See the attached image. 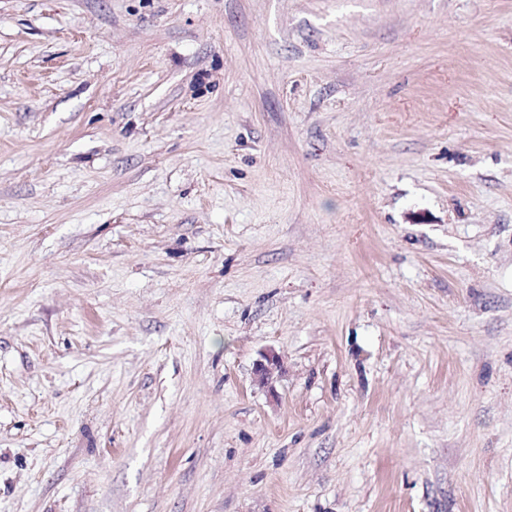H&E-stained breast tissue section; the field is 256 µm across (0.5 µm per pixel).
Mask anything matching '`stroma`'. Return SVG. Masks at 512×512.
I'll return each mask as SVG.
<instances>
[{"label":"stroma","instance_id":"35a3bbf8","mask_svg":"<svg viewBox=\"0 0 512 512\" xmlns=\"http://www.w3.org/2000/svg\"><path fill=\"white\" fill-rule=\"evenodd\" d=\"M0 512H512V0H0ZM280 369L279 356L274 351L266 352L262 359L256 363L254 369L255 382L262 386L268 385Z\"/></svg>","mask_w":512,"mask_h":512}]
</instances>
